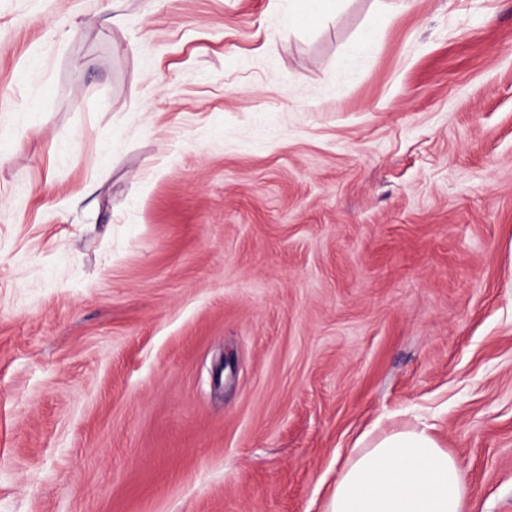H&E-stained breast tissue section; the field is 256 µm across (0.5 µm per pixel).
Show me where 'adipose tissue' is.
<instances>
[{
	"mask_svg": "<svg viewBox=\"0 0 512 512\" xmlns=\"http://www.w3.org/2000/svg\"><path fill=\"white\" fill-rule=\"evenodd\" d=\"M456 457L431 426L367 431L347 458L326 512H463Z\"/></svg>",
	"mask_w": 512,
	"mask_h": 512,
	"instance_id": "1",
	"label": "adipose tissue"
}]
</instances>
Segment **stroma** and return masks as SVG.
I'll list each match as a JSON object with an SVG mask.
<instances>
[{
    "instance_id": "obj_1",
    "label": "stroma",
    "mask_w": 512,
    "mask_h": 512,
    "mask_svg": "<svg viewBox=\"0 0 512 512\" xmlns=\"http://www.w3.org/2000/svg\"><path fill=\"white\" fill-rule=\"evenodd\" d=\"M286 8L0 0V512H512V0ZM378 427L356 441L326 512H464L459 463L431 426Z\"/></svg>"
}]
</instances>
